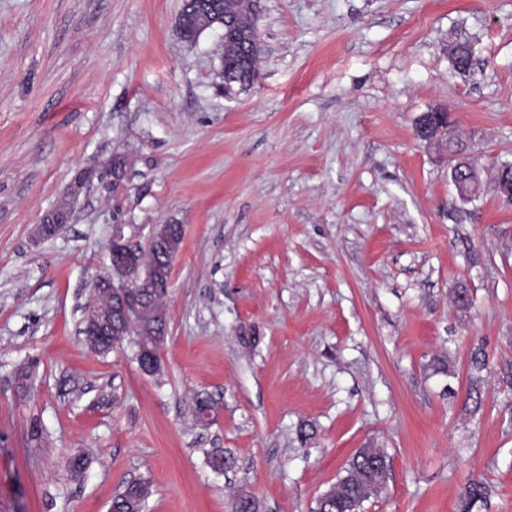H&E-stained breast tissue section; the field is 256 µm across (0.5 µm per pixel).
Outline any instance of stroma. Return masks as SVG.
<instances>
[{"label":"stroma","instance_id":"1","mask_svg":"<svg viewBox=\"0 0 512 512\" xmlns=\"http://www.w3.org/2000/svg\"><path fill=\"white\" fill-rule=\"evenodd\" d=\"M182 6L0 0V512H109L137 478L143 512H231L241 491L314 512L361 448L390 461L363 512H461L473 481L472 512H512V202L492 180L512 162V0H258L246 88L224 84L222 29L181 37ZM431 110L482 173L473 201L415 133ZM158 224L184 240L150 376L80 321L113 239ZM453 46L458 50L449 57L453 70L460 74L469 73L474 59L472 45L469 41L464 40L456 42Z\"/></svg>","mask_w":512,"mask_h":512}]
</instances>
